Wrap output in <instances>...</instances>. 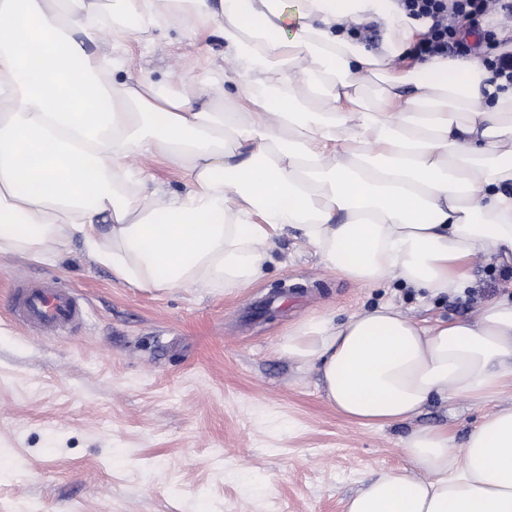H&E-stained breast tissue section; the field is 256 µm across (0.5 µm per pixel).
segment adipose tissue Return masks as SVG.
I'll return each instance as SVG.
<instances>
[{"mask_svg":"<svg viewBox=\"0 0 512 512\" xmlns=\"http://www.w3.org/2000/svg\"><path fill=\"white\" fill-rule=\"evenodd\" d=\"M172 21L220 36L226 101L114 80L126 36ZM369 23L382 52L351 33ZM418 30L393 0H112L108 29L96 0H0V252L47 260L77 239L131 287L227 293L259 280L266 245L291 231L350 281L433 297L468 288L477 254L512 267V87L477 56L393 71ZM144 155L177 167L185 192L134 172ZM278 350L316 368L345 418L408 422L434 399L512 385V300L431 324L389 302L307 317ZM453 440L413 428L408 469L372 477L347 512H512V407L485 415L461 456Z\"/></svg>","mask_w":512,"mask_h":512,"instance_id":"ef3b65f1","label":"adipose tissue"}]
</instances>
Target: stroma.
<instances>
[{"label": "stroma", "instance_id": "obj_1", "mask_svg": "<svg viewBox=\"0 0 512 512\" xmlns=\"http://www.w3.org/2000/svg\"><path fill=\"white\" fill-rule=\"evenodd\" d=\"M135 76L173 93H224L179 24L130 37ZM76 289L87 321L35 336L11 317V278ZM465 294L362 285L285 236L266 276L231 294L132 288L80 241L53 262L0 253V512H345L375 473L406 467L413 425L445 426L460 454L481 416L512 405L434 401L416 424L354 423L325 401L314 367L279 353L301 319L392 302L419 320L476 319L512 291L476 256Z\"/></svg>", "mask_w": 512, "mask_h": 512}]
</instances>
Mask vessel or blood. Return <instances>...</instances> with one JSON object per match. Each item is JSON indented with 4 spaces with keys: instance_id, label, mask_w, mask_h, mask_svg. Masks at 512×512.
<instances>
[{
    "instance_id": "vessel-or-blood-1",
    "label": "vessel or blood",
    "mask_w": 512,
    "mask_h": 512,
    "mask_svg": "<svg viewBox=\"0 0 512 512\" xmlns=\"http://www.w3.org/2000/svg\"><path fill=\"white\" fill-rule=\"evenodd\" d=\"M13 320L25 329L52 333L79 324L84 309L75 293L52 283L33 284L15 278L12 288Z\"/></svg>"
}]
</instances>
